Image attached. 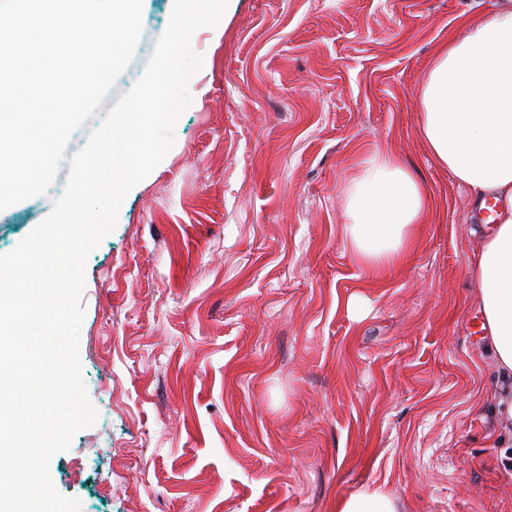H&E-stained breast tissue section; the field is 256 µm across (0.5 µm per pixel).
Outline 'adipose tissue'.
<instances>
[{
  "label": "adipose tissue",
  "mask_w": 512,
  "mask_h": 512,
  "mask_svg": "<svg viewBox=\"0 0 512 512\" xmlns=\"http://www.w3.org/2000/svg\"><path fill=\"white\" fill-rule=\"evenodd\" d=\"M463 36L435 52L420 88L419 136L439 165L471 195L475 212L489 211L472 243L469 265L482 341L500 372L512 423V0L491 15L463 14ZM428 201L397 157L376 150L352 179L343 226L355 260L377 276L408 256Z\"/></svg>",
  "instance_id": "adipose-tissue-1"
}]
</instances>
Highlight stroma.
I'll list each match as a JSON object with an SVG mask.
<instances>
[{
	"label": "stroma",
	"instance_id": "obj_1",
	"mask_svg": "<svg viewBox=\"0 0 512 512\" xmlns=\"http://www.w3.org/2000/svg\"><path fill=\"white\" fill-rule=\"evenodd\" d=\"M472 0H235L194 32L206 93L90 254L79 354L96 423L49 464L81 512H512L500 373L471 301L470 195L425 151L418 92ZM170 0H147L144 72ZM396 155L430 220L379 282L343 226L360 154ZM69 171L0 210V254ZM357 299V312L347 302ZM335 512H398L394 501L385 493L374 490L336 501Z\"/></svg>",
	"mask_w": 512,
	"mask_h": 512
}]
</instances>
